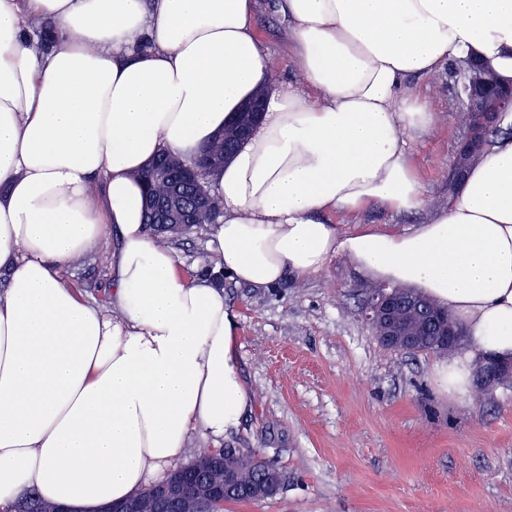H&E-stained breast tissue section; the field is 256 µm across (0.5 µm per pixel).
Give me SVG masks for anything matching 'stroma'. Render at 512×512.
I'll return each mask as SVG.
<instances>
[{
  "instance_id": "obj_1",
  "label": "stroma",
  "mask_w": 512,
  "mask_h": 512,
  "mask_svg": "<svg viewBox=\"0 0 512 512\" xmlns=\"http://www.w3.org/2000/svg\"><path fill=\"white\" fill-rule=\"evenodd\" d=\"M255 32L272 81L303 88L290 63L288 21L274 0H257ZM437 114L414 138L410 158L429 207L447 205L448 178L467 127L454 64L419 80ZM425 211L381 206L330 214L348 232L359 224L396 231ZM208 227L169 239L186 276H215ZM109 247L65 276L80 296L106 304ZM236 315V347L250 403L239 427L219 441L193 435L184 452L219 445L259 453L282 476L269 499L228 503L224 512H512V386L450 400L438 388L439 352L383 348L359 315L366 278L345 257L302 281L252 288L222 277Z\"/></svg>"
}]
</instances>
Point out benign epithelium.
Here are the masks:
<instances>
[{
    "label": "benign epithelium",
    "mask_w": 512,
    "mask_h": 512,
    "mask_svg": "<svg viewBox=\"0 0 512 512\" xmlns=\"http://www.w3.org/2000/svg\"><path fill=\"white\" fill-rule=\"evenodd\" d=\"M470 80L463 85L461 97L462 109L466 113L478 112L492 106L485 113L489 122H495L497 114L512 111V85L489 84L480 78L481 69L468 64ZM265 112L261 99L255 100L246 111V118L238 125V137L244 139L252 131ZM182 184L172 185L171 194L166 201H153L151 206L157 214L160 224H186L190 210L182 202ZM360 317L375 333V338L395 352H413L421 345L424 336L411 328L409 321L424 323L431 336L444 351L454 352L461 348L462 329L455 324L442 320L429 309L413 292L379 285L362 289ZM512 380V362L494 358L481 360L475 369L476 388L484 391ZM190 488L194 502L199 504L198 512H208V506L218 497L236 496L248 490V486L238 482L231 473L224 474V482L213 484L201 480L188 470H178L164 481L154 485V512H175L183 503Z\"/></svg>",
    "instance_id": "benign-epithelium-1"
}]
</instances>
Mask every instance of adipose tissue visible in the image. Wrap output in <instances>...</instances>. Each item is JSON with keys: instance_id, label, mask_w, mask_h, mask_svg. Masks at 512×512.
<instances>
[{"instance_id": "adipose-tissue-1", "label": "adipose tissue", "mask_w": 512, "mask_h": 512, "mask_svg": "<svg viewBox=\"0 0 512 512\" xmlns=\"http://www.w3.org/2000/svg\"><path fill=\"white\" fill-rule=\"evenodd\" d=\"M254 6L0 0V512L32 489L99 512L163 479L192 433L239 426L235 314L151 233L138 175L163 152L193 163L261 92L262 122L206 177L223 211L216 268L267 288L346 256L412 288L468 333L467 352L436 366L454 400L475 358L512 359L511 137L422 224L343 233L327 219L426 210L408 139L435 114L405 82L453 58L512 82V0H276L303 91L271 88ZM113 237L109 302L88 303L64 273Z\"/></svg>"}]
</instances>
